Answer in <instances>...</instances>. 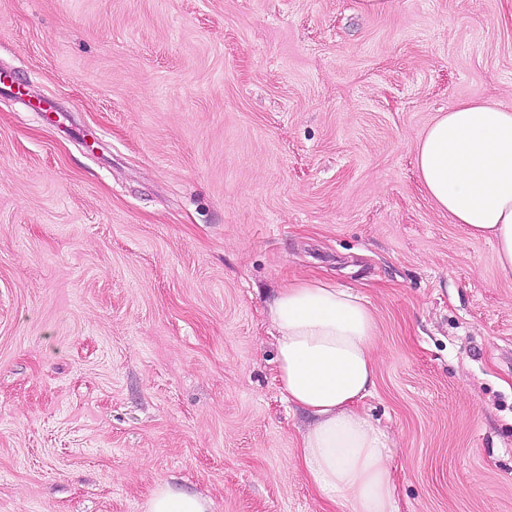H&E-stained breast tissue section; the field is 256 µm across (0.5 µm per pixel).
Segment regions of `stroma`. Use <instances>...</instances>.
Instances as JSON below:
<instances>
[{
  "label": "stroma",
  "mask_w": 512,
  "mask_h": 512,
  "mask_svg": "<svg viewBox=\"0 0 512 512\" xmlns=\"http://www.w3.org/2000/svg\"><path fill=\"white\" fill-rule=\"evenodd\" d=\"M0 69V512H336L267 317L308 275L374 314L399 512H512V280L415 164L512 109V0H0ZM209 501L196 494L175 490L167 483L156 489L149 503V512H210Z\"/></svg>",
  "instance_id": "stroma-1"
}]
</instances>
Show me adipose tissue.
<instances>
[{"label": "adipose tissue", "mask_w": 512, "mask_h": 512, "mask_svg": "<svg viewBox=\"0 0 512 512\" xmlns=\"http://www.w3.org/2000/svg\"><path fill=\"white\" fill-rule=\"evenodd\" d=\"M427 194L453 223L494 246L512 278V110L492 101L438 114L416 147ZM280 392L313 419L298 460L341 512H398L387 433L359 411L377 368L376 323L363 297L318 277L283 286L268 311ZM148 512H210L206 498L160 484Z\"/></svg>", "instance_id": "1"}]
</instances>
